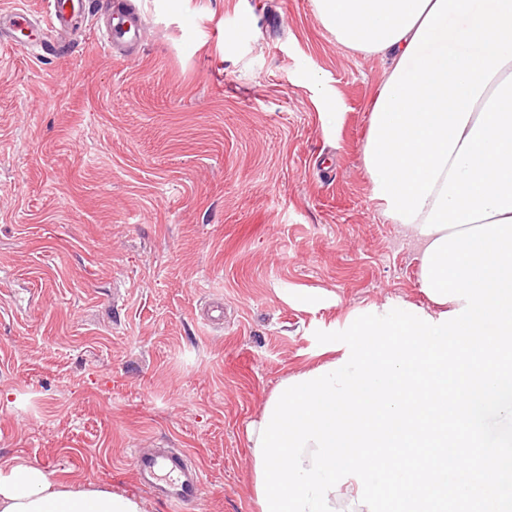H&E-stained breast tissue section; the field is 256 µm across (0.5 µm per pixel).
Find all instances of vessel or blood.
Instances as JSON below:
<instances>
[{
    "label": "vessel or blood",
    "mask_w": 512,
    "mask_h": 512,
    "mask_svg": "<svg viewBox=\"0 0 512 512\" xmlns=\"http://www.w3.org/2000/svg\"><path fill=\"white\" fill-rule=\"evenodd\" d=\"M90 8V0H46L44 31L49 36H63L77 31L79 18ZM105 35L101 46L107 50L134 45L144 27L141 17L129 9L110 7L101 11ZM32 17L28 11L15 8L0 12V41L29 29ZM135 477L149 487L168 508V512H189L201 498L205 478L202 468L192 462L180 448L154 451L136 449Z\"/></svg>",
    "instance_id": "obj_1"
}]
</instances>
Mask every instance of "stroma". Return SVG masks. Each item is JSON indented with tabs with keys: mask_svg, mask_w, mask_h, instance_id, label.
Here are the masks:
<instances>
[{
	"mask_svg": "<svg viewBox=\"0 0 512 512\" xmlns=\"http://www.w3.org/2000/svg\"><path fill=\"white\" fill-rule=\"evenodd\" d=\"M130 2L147 28L125 52L97 18L42 56L0 44V463L167 512L134 451L183 448L194 512H257L247 428L332 358L316 332L429 304L363 163L384 64L313 0Z\"/></svg>",
	"mask_w": 512,
	"mask_h": 512,
	"instance_id": "35a3bbf8",
	"label": "stroma"
}]
</instances>
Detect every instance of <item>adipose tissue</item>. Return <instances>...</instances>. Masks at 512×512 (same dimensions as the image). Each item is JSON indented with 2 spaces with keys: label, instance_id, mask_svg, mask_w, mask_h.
<instances>
[{
  "label": "adipose tissue",
  "instance_id": "1",
  "mask_svg": "<svg viewBox=\"0 0 512 512\" xmlns=\"http://www.w3.org/2000/svg\"><path fill=\"white\" fill-rule=\"evenodd\" d=\"M339 45L387 62L363 163L384 216L421 248L512 217V0H314ZM0 512H142L70 490L38 464L0 465Z\"/></svg>",
  "mask_w": 512,
  "mask_h": 512
}]
</instances>
